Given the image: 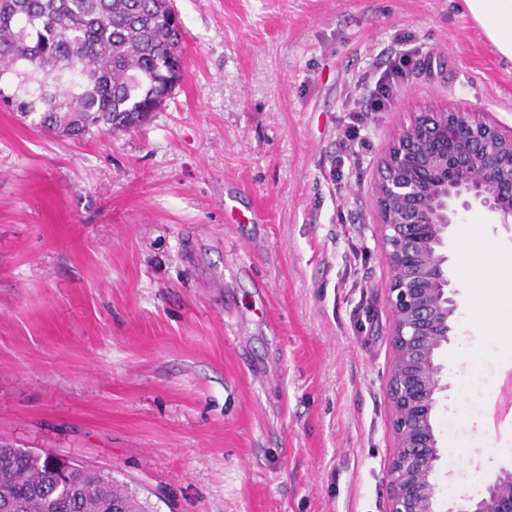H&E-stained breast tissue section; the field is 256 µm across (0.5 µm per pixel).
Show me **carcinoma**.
<instances>
[{
    "instance_id": "carcinoma-1",
    "label": "carcinoma",
    "mask_w": 512,
    "mask_h": 512,
    "mask_svg": "<svg viewBox=\"0 0 512 512\" xmlns=\"http://www.w3.org/2000/svg\"><path fill=\"white\" fill-rule=\"evenodd\" d=\"M171 0H0V103L72 139L126 131L182 78ZM0 512H146L81 462L0 445Z\"/></svg>"
}]
</instances>
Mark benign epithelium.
Segmentation results:
<instances>
[{"label":"benign epithelium","instance_id":"7a95c632","mask_svg":"<svg viewBox=\"0 0 512 512\" xmlns=\"http://www.w3.org/2000/svg\"><path fill=\"white\" fill-rule=\"evenodd\" d=\"M373 196L391 272L389 512H454L441 497L434 424L448 391L438 357L455 331L457 309L444 248L462 211L481 208L512 225V131L468 102L419 112L379 156ZM465 512H512V470L501 469Z\"/></svg>","mask_w":512,"mask_h":512}]
</instances>
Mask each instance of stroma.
<instances>
[{
  "label": "stroma",
  "mask_w": 512,
  "mask_h": 512,
  "mask_svg": "<svg viewBox=\"0 0 512 512\" xmlns=\"http://www.w3.org/2000/svg\"><path fill=\"white\" fill-rule=\"evenodd\" d=\"M174 5L184 76L138 127L73 140L0 111V441L81 460L150 512H388L376 162L414 113L459 101L512 128V63L460 0ZM405 31L416 66L332 181L348 80ZM466 224L512 251L479 208L448 232L436 430L455 512L512 468V419L487 427L512 337L470 322Z\"/></svg>",
  "instance_id": "stroma-1"
}]
</instances>
